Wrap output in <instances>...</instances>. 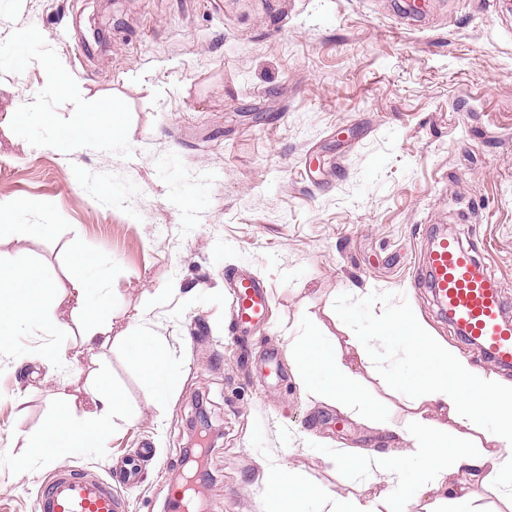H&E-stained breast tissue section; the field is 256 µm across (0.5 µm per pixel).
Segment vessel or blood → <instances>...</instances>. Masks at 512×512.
I'll list each match as a JSON object with an SVG mask.
<instances>
[{
	"label": "vessel or blood",
	"mask_w": 512,
	"mask_h": 512,
	"mask_svg": "<svg viewBox=\"0 0 512 512\" xmlns=\"http://www.w3.org/2000/svg\"><path fill=\"white\" fill-rule=\"evenodd\" d=\"M430 286L443 314L455 329L464 330L472 345L487 351L502 368L512 367V320L490 273L472 249L445 236L435 239L425 255ZM267 310L265 289L242 278L235 289V316L244 326L262 320ZM125 502L111 482L72 468L55 471L39 491L33 512H124Z\"/></svg>",
	"instance_id": "vessel-or-blood-1"
}]
</instances>
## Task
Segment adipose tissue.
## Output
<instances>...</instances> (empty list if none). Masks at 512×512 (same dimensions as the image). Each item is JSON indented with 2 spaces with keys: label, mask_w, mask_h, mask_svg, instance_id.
<instances>
[{
  "label": "adipose tissue",
  "mask_w": 512,
  "mask_h": 512,
  "mask_svg": "<svg viewBox=\"0 0 512 512\" xmlns=\"http://www.w3.org/2000/svg\"><path fill=\"white\" fill-rule=\"evenodd\" d=\"M111 306V295L102 293L91 275L72 278L64 288L49 283L24 257L0 262L1 336H18L35 326L57 329V311L66 307L73 319L82 320L84 343L103 347L109 341L104 321ZM393 330L408 343L410 359L401 373H390L391 385L414 403L427 401L448 411L458 431L449 433L445 425L416 413L401 429L412 443L411 451L376 461L387 484L385 492L343 503L313 483H292L273 475L266 482L269 512H410L414 506L420 512H445L448 501H469L472 479L512 498V381L476 369L414 313H400L381 325L378 333L386 336ZM127 342L152 399H165L177 384L166 350L156 337L136 329ZM295 371L314 396L392 428L381 409L363 399L335 343L321 334L298 337ZM88 386L98 406L79 420L73 400L61 401L52 420L30 440L31 456L61 459L76 449L99 446L107 431V416L120 415L123 401L104 371L91 375Z\"/></svg>",
  "instance_id": "1"
}]
</instances>
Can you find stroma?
<instances>
[{"label":"stroma","instance_id":"1","mask_svg":"<svg viewBox=\"0 0 512 512\" xmlns=\"http://www.w3.org/2000/svg\"><path fill=\"white\" fill-rule=\"evenodd\" d=\"M400 3L281 0L273 16L262 0H0V204L10 211L0 260L27 257L64 285L79 247L113 296L108 348L83 344L65 311L62 329L0 340V512H32L60 466L107 479L145 444L156 454L140 484L121 486L127 512H170L199 403L221 433L203 512H267L275 470L341 501L384 491L378 472L345 474L340 452L373 458L410 443L296 383L293 342L312 329L399 424L414 404L387 390L378 366L404 368L409 350L376 330L400 311L512 380L457 336L423 261L447 225L512 304V5L430 0L414 23ZM101 15L110 25L98 45ZM31 29L41 37L17 46ZM49 60L70 87L43 97ZM97 109L120 113L124 137L73 146L64 130ZM239 274L269 291L246 365L231 319ZM135 328L164 344L179 376L165 401L151 400L129 355ZM358 332L370 338L363 354ZM49 345L68 367L43 362ZM272 351L283 379L264 370ZM100 368L125 418L100 447L19 468L60 398L79 416L91 408L86 380Z\"/></svg>","mask_w":512,"mask_h":512}]
</instances>
